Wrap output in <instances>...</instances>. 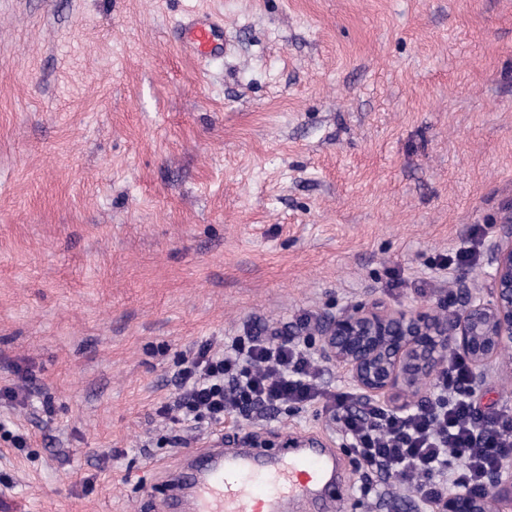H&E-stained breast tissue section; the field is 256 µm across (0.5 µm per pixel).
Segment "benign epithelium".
Wrapping results in <instances>:
<instances>
[{"label": "benign epithelium", "mask_w": 512, "mask_h": 512, "mask_svg": "<svg viewBox=\"0 0 512 512\" xmlns=\"http://www.w3.org/2000/svg\"><path fill=\"white\" fill-rule=\"evenodd\" d=\"M488 295H474L468 275L458 278L460 308L442 314L423 305L414 310H392L377 299L361 302L314 326L320 336L319 355L328 364L347 371L360 395L395 411L438 379L450 356L464 359L474 378L483 381L495 363L512 375V217L506 216L485 245ZM325 438L294 435L275 443L252 430L224 436V443L244 448L319 446ZM512 456L501 460L481 491L448 493L441 512H512Z\"/></svg>", "instance_id": "benign-epithelium-1"}]
</instances>
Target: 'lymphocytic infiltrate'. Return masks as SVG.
Wrapping results in <instances>:
<instances>
[{"instance_id": "f902f5d3", "label": "lymphocytic infiltrate", "mask_w": 512, "mask_h": 512, "mask_svg": "<svg viewBox=\"0 0 512 512\" xmlns=\"http://www.w3.org/2000/svg\"><path fill=\"white\" fill-rule=\"evenodd\" d=\"M180 364L178 392L159 408L172 423L220 425L241 413L319 403L351 439L361 468L413 482L429 505L441 502L452 483L483 488L512 453V414L481 413L464 397L471 371L458 357L449 358L438 392L399 412L376 402L355 410L352 393L321 390L309 343L276 329L228 337L218 349L202 344Z\"/></svg>"}]
</instances>
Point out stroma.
I'll use <instances>...</instances> for the list:
<instances>
[{"label":"stroma","mask_w":512,"mask_h":512,"mask_svg":"<svg viewBox=\"0 0 512 512\" xmlns=\"http://www.w3.org/2000/svg\"><path fill=\"white\" fill-rule=\"evenodd\" d=\"M203 12L223 57L179 48ZM509 213L512 0H0V512H160L233 429L327 436L338 512H424L321 405L158 409L202 342L487 294ZM471 400L512 410V377Z\"/></svg>","instance_id":"obj_1"}]
</instances>
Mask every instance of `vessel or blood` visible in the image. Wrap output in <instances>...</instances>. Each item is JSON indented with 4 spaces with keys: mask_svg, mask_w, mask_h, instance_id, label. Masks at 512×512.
I'll return each mask as SVG.
<instances>
[{
    "mask_svg": "<svg viewBox=\"0 0 512 512\" xmlns=\"http://www.w3.org/2000/svg\"><path fill=\"white\" fill-rule=\"evenodd\" d=\"M187 49L199 57L224 51V28L210 15L189 20ZM343 483L341 462L331 447L283 448L272 452L210 449L189 480L173 483L188 491L191 512H293L312 500L318 512H333Z\"/></svg>",
    "mask_w": 512,
    "mask_h": 512,
    "instance_id": "b4317fda",
    "label": "vessel or blood"
}]
</instances>
